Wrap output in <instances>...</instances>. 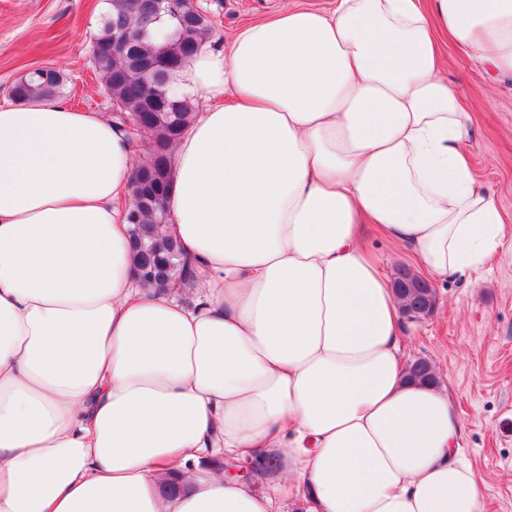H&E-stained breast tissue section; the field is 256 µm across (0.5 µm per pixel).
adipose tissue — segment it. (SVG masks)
Masks as SVG:
<instances>
[{
    "mask_svg": "<svg viewBox=\"0 0 512 512\" xmlns=\"http://www.w3.org/2000/svg\"><path fill=\"white\" fill-rule=\"evenodd\" d=\"M443 34L512 74V0H334L201 47L176 82L207 104L173 153L181 289L134 269L128 128L0 106V512H487L364 240L437 282L504 236ZM368 244L387 266L392 279L400 268H408L420 274V267L412 257L401 253L396 254L393 246L376 233L371 234Z\"/></svg>",
    "mask_w": 512,
    "mask_h": 512,
    "instance_id": "1",
    "label": "adipose tissue"
}]
</instances>
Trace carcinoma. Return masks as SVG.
Masks as SVG:
<instances>
[{"label":"carcinoma","instance_id":"cac0c4a2","mask_svg":"<svg viewBox=\"0 0 512 512\" xmlns=\"http://www.w3.org/2000/svg\"><path fill=\"white\" fill-rule=\"evenodd\" d=\"M160 0H109L108 14L91 39L92 63L100 76L103 90L114 101L116 112L136 120L150 114L144 126L151 134L150 149L136 165L133 176L153 174L164 164H171L172 149L184 128L194 118V104L189 98L168 93L173 105L162 107L158 92L170 90L179 72L194 52L213 33L209 16L193 8L172 23H159ZM155 66L148 79L137 70ZM66 79L54 69L40 68L17 81L12 98L18 103L33 99H51L64 95ZM172 179L136 204L132 223L139 225V237L131 240L136 270L142 281L161 288L176 280L185 282L191 275L180 242L166 230L167 199ZM395 291L402 301V311L419 308L418 318L429 315L436 306L435 294H426L415 280L395 281ZM408 379L420 383L433 381L430 364L416 360L406 368Z\"/></svg>","mask_w":512,"mask_h":512}]
</instances>
